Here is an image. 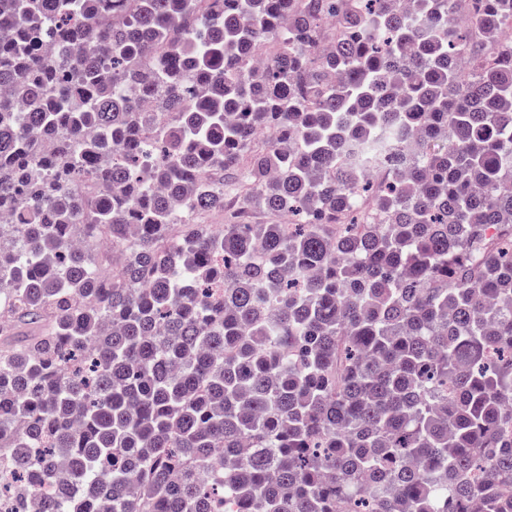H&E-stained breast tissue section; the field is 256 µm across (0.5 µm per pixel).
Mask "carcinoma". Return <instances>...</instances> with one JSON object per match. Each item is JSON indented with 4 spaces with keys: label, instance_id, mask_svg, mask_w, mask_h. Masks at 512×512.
Masks as SVG:
<instances>
[{
    "label": "carcinoma",
    "instance_id": "obj_1",
    "mask_svg": "<svg viewBox=\"0 0 512 512\" xmlns=\"http://www.w3.org/2000/svg\"><path fill=\"white\" fill-rule=\"evenodd\" d=\"M457 2L0 0L8 512H512V0Z\"/></svg>",
    "mask_w": 512,
    "mask_h": 512
}]
</instances>
